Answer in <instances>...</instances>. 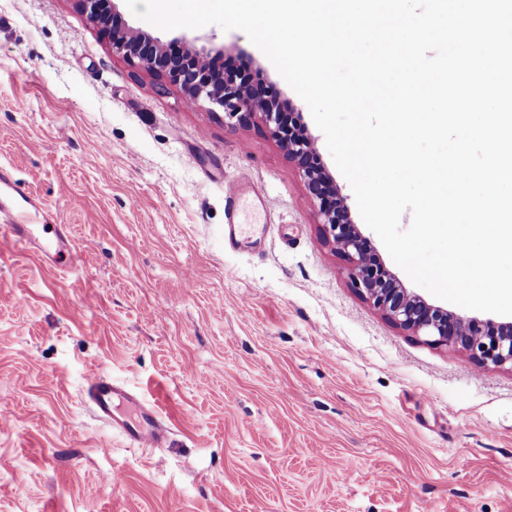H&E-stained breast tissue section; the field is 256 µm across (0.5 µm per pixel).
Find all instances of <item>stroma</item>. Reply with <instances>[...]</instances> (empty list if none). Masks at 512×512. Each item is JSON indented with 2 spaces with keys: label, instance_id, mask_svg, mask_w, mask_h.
I'll return each mask as SVG.
<instances>
[{
  "label": "stroma",
  "instance_id": "stroma-1",
  "mask_svg": "<svg viewBox=\"0 0 512 512\" xmlns=\"http://www.w3.org/2000/svg\"><path fill=\"white\" fill-rule=\"evenodd\" d=\"M116 6L162 41L222 48L300 112L354 224L415 290L244 32L175 34ZM1 164L81 258L61 272L0 236V512H512V369L365 302L262 123L188 104L113 54L74 0H0ZM92 369L165 394V447L95 417Z\"/></svg>",
  "mask_w": 512,
  "mask_h": 512
}]
</instances>
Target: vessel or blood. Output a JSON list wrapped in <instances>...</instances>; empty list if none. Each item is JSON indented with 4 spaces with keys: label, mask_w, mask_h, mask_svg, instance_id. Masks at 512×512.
Segmentation results:
<instances>
[{
    "label": "vessel or blood",
    "mask_w": 512,
    "mask_h": 512,
    "mask_svg": "<svg viewBox=\"0 0 512 512\" xmlns=\"http://www.w3.org/2000/svg\"><path fill=\"white\" fill-rule=\"evenodd\" d=\"M37 209L25 184L0 171V226L6 227L13 242L41 253L59 270L74 266L79 252L71 247L70 236L63 225H53L52 238L42 237L30 222ZM87 397L97 418L112 430L124 435L139 448H160L167 441V428L161 419V403L153 401L138 405L135 418L128 419L115 412L119 400L131 401V394L119 383L103 373L90 371L86 379Z\"/></svg>",
    "instance_id": "obj_1"
}]
</instances>
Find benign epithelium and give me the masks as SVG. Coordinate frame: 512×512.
Here are the masks:
<instances>
[{
    "label": "benign epithelium",
    "instance_id": "benign-epithelium-1",
    "mask_svg": "<svg viewBox=\"0 0 512 512\" xmlns=\"http://www.w3.org/2000/svg\"><path fill=\"white\" fill-rule=\"evenodd\" d=\"M76 2L88 24L107 37L112 53L135 60L147 72L180 87L193 105L205 101L243 126L260 120L288 148L289 159L302 173L307 193L318 207L324 242L344 258L352 288L375 310L413 335L427 337L429 344L468 353L483 368L512 366V321L449 311L399 284L352 222L344 198L321 166L314 139L295 113L284 111L278 101H264L257 87L243 90L219 67L204 70L193 63L195 58L216 59L221 52L193 44L173 55L160 39L148 33L132 39L127 28L113 24L114 0Z\"/></svg>",
    "mask_w": 512,
    "mask_h": 512
}]
</instances>
